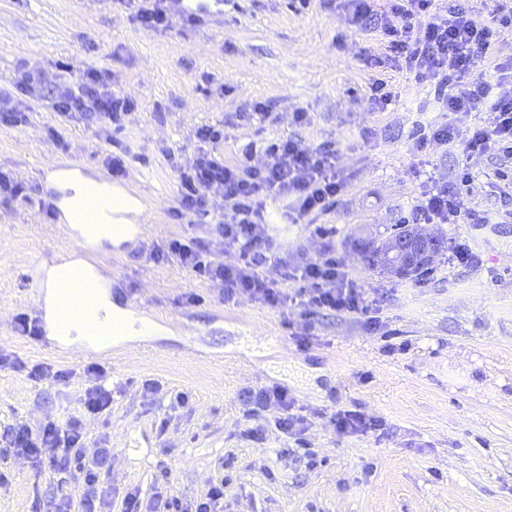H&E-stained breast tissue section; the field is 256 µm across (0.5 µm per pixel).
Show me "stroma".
Returning a JSON list of instances; mask_svg holds the SVG:
<instances>
[{"mask_svg":"<svg viewBox=\"0 0 512 512\" xmlns=\"http://www.w3.org/2000/svg\"><path fill=\"white\" fill-rule=\"evenodd\" d=\"M153 0H0V174L29 202L0 195V436L77 413L94 380L90 359L22 332L38 321L23 277L72 248L54 224L48 167L64 162L111 177L120 158L133 195L149 203L138 243L100 248V273L124 308L141 303L169 321L162 333L113 344L104 368L112 405L84 418L85 451L110 449L101 512H123L141 493L192 512L211 485L224 512H512V156L466 155L424 134L452 123L467 131L483 113L443 107L434 81L399 69L383 33L389 0L364 26L347 0H224L197 10L166 0L168 23L144 26ZM382 64L368 69L364 53ZM392 97L370 110V77ZM95 78L132 104L121 127L62 114L56 89ZM262 107L265 116L253 110ZM307 113L304 125L293 122ZM223 130L219 144L199 129ZM292 137L338 151L345 191L335 210L289 223L267 201L268 256L313 262L335 252L369 288L376 326L350 315L274 307L218 286L177 260L155 258L172 239L211 240L220 199L179 209L177 170L197 149L228 165H261L268 144ZM474 176L467 205L482 224H431L445 249L425 276L369 267L364 248L415 223L430 184ZM62 371L56 383L31 376ZM282 389L286 402L259 401ZM182 405H172L176 393ZM353 411L370 429L340 431ZM298 421L288 430L287 414ZM79 466L59 469L17 455L0 439V512H80Z\"/></svg>","mask_w":512,"mask_h":512,"instance_id":"obj_1","label":"stroma"}]
</instances>
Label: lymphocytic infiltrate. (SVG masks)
I'll return each instance as SVG.
<instances>
[{
  "label": "lymphocytic infiltrate",
  "instance_id": "f902f5d3",
  "mask_svg": "<svg viewBox=\"0 0 512 512\" xmlns=\"http://www.w3.org/2000/svg\"><path fill=\"white\" fill-rule=\"evenodd\" d=\"M432 0H392L390 17L384 25L389 48L402 68L416 76L436 81L442 88L446 110L483 112L484 124L459 137L455 125L434 130L431 141L447 144L461 141L469 155H512V95L492 96V85L484 76H472L476 60L492 58L497 37L512 28V9L496 10L487 20L477 21L457 7L447 16L431 10ZM65 111L92 112L112 124H119L129 110L128 101L106 94L96 82L61 96ZM263 165L239 168L226 165L223 157L200 154L181 170V203L190 210L204 206L211 189L224 192V220L215 233L225 248L238 252L241 262L228 267L216 260L209 245L192 239L168 243L167 252L186 266L222 286L225 299L246 293L272 306H286L298 299L305 311L324 309L355 317L367 316L370 305L364 288L349 275L335 253L319 260L289 266L287 258L268 260L261 247L268 238V225L260 209L268 198L292 199L298 217L331 211L344 183L336 174V150L331 146L309 149L291 138L269 144ZM425 220L460 224L476 220L475 210L463 197L436 186L420 207ZM273 263L277 275L267 277L263 268ZM294 292H287L288 283ZM17 453L37 457L52 455L60 462L81 459L83 426L74 416L65 424L46 422L39 430L18 424L7 433Z\"/></svg>",
  "mask_w": 512,
  "mask_h": 512
}]
</instances>
